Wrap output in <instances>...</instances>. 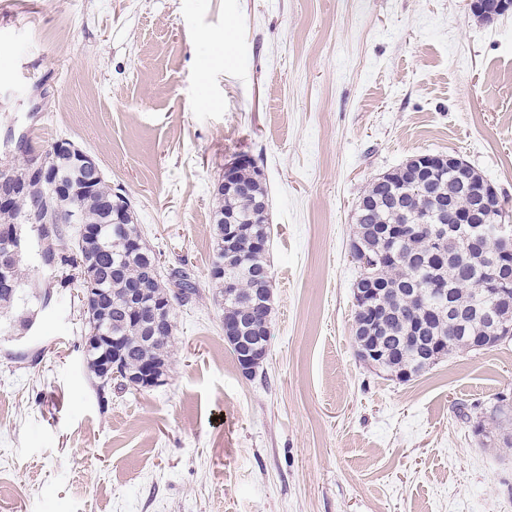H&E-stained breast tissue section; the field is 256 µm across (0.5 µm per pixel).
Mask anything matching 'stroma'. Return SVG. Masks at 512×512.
Segmentation results:
<instances>
[{
	"mask_svg": "<svg viewBox=\"0 0 512 512\" xmlns=\"http://www.w3.org/2000/svg\"><path fill=\"white\" fill-rule=\"evenodd\" d=\"M93 153L166 270L164 385L99 388L78 281L0 336V512H512V339L401 383L352 341L354 209L421 153L460 156L512 211V13L467 0H0V142ZM269 196L268 355L244 376L212 294L213 185ZM473 15L493 19L497 16L512 13L511 0H468ZM146 282V288H149L150 292L158 295L171 293L172 288H170L169 284L172 282L173 286L178 288L180 294H182L180 298L181 303L188 302L189 298L195 295L197 291L195 283L190 280L186 273L180 270H172L166 280H163L159 274L155 280H148Z\"/></svg>",
	"mask_w": 512,
	"mask_h": 512,
	"instance_id": "obj_1",
	"label": "stroma"
}]
</instances>
